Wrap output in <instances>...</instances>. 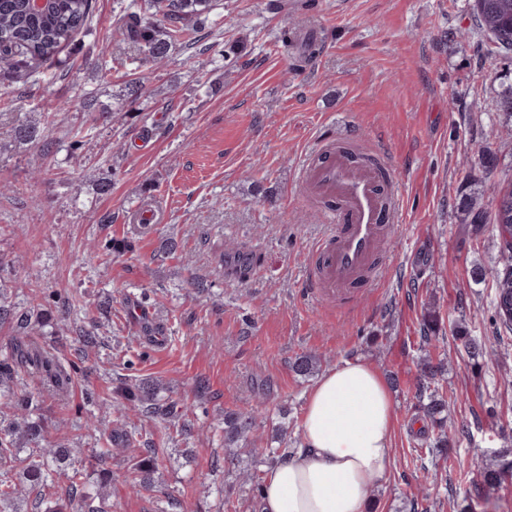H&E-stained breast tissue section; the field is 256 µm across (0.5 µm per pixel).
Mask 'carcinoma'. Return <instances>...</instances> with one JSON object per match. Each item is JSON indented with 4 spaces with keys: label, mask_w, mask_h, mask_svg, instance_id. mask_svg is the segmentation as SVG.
Here are the masks:
<instances>
[{
    "label": "carcinoma",
    "mask_w": 512,
    "mask_h": 512,
    "mask_svg": "<svg viewBox=\"0 0 512 512\" xmlns=\"http://www.w3.org/2000/svg\"><path fill=\"white\" fill-rule=\"evenodd\" d=\"M213 0H123L117 22L124 40L136 47L137 54L131 63L145 67L165 61L182 40L202 32L212 11ZM92 0H55L51 12L33 16L26 13L22 0H0V69L7 72L30 74L34 65L47 62L81 32L90 17ZM475 18L488 34L493 48L490 54L506 56L512 53V0H474ZM498 112L505 117V128L512 132V84L501 93L497 102ZM465 223L477 228L490 220L494 224L512 225V183L497 190L491 214L481 206L479 198L466 195L460 202ZM500 252L505 261L492 271L482 266L472 270V278L481 281L493 277L496 291L509 289L505 302L512 305V243L500 242ZM52 315L45 313L32 318L31 313L0 298V322L8 321L23 335L31 336L37 328L51 323ZM422 354L418 358L419 378L415 386V408L428 418L433 428V439L427 443L428 452L443 455L450 436L446 430L448 401L444 396L443 367L435 363L429 347L438 340L432 315L422 321ZM469 359L478 361L487 354L486 342L473 336H460ZM322 365L321 356L315 353L296 357L292 371L301 378L317 373ZM38 377L43 388L58 395L63 394L77 367L61 362L53 353L33 344L16 345L14 358L0 362V398L9 400L12 418L0 423V512H23L31 493H36V505L42 512H75L84 505L88 512H104L90 505L112 484V471L92 469L90 477L85 469L72 462L73 449L58 443L49 448L42 446L46 429L36 417L43 395L13 389L18 369ZM165 390L160 381H140L127 393L129 400L138 403L141 412L159 422H171L183 414L179 406L162 398ZM257 416L253 410H231L224 413V448L230 455L248 453L257 441ZM139 435L132 426L129 415L122 408L116 409L115 423L111 430L112 448H101L93 456L100 461L110 455L111 449H125ZM288 454V426H278L276 434L266 443L257 464L272 467ZM475 467L481 484L499 487L512 477V448L491 455L482 452L476 457ZM158 469L157 457L152 449L136 456L127 481L134 490L149 489L154 484ZM67 482L70 499L61 505L41 494L43 488L55 480Z\"/></svg>",
    "instance_id": "1"
}]
</instances>
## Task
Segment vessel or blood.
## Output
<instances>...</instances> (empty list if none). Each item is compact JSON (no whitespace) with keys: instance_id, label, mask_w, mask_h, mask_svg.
<instances>
[{"instance_id":"vessel-or-blood-1","label":"vessel or blood","mask_w":512,"mask_h":512,"mask_svg":"<svg viewBox=\"0 0 512 512\" xmlns=\"http://www.w3.org/2000/svg\"><path fill=\"white\" fill-rule=\"evenodd\" d=\"M300 179L307 196L335 202L324 217L329 230L314 247L312 293L345 298L379 254L389 227L399 222L401 195L383 187L374 169L332 144L303 161Z\"/></svg>"}]
</instances>
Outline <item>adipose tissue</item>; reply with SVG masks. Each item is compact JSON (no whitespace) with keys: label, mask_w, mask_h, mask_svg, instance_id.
Returning a JSON list of instances; mask_svg holds the SVG:
<instances>
[{"label":"adipose tissue","mask_w":512,"mask_h":512,"mask_svg":"<svg viewBox=\"0 0 512 512\" xmlns=\"http://www.w3.org/2000/svg\"><path fill=\"white\" fill-rule=\"evenodd\" d=\"M394 400L387 379L355 360L312 386L300 444L263 477L261 512H367L371 488L389 473Z\"/></svg>","instance_id":"ef3b65f1"}]
</instances>
